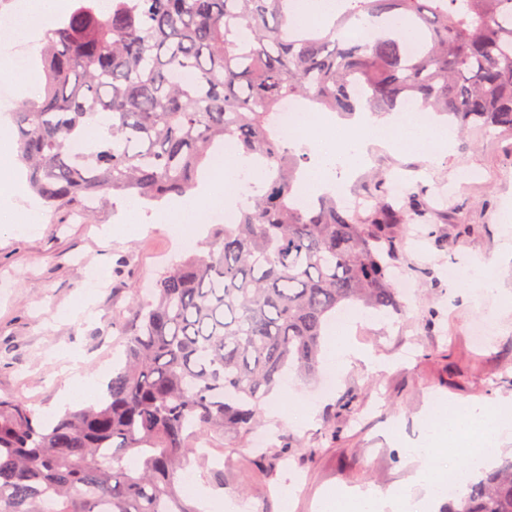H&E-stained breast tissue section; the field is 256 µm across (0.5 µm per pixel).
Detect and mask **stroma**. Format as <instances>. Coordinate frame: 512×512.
<instances>
[{
	"label": "stroma",
	"instance_id": "stroma-1",
	"mask_svg": "<svg viewBox=\"0 0 512 512\" xmlns=\"http://www.w3.org/2000/svg\"><path fill=\"white\" fill-rule=\"evenodd\" d=\"M400 161L429 201L442 192L448 200L439 207L443 223L403 239L394 261V272L414 284L405 309L355 323L353 341L387 370L357 360L341 375L324 362L314 378L289 374L269 397L281 411L261 412L267 447L250 436L225 437L223 451H210L207 461L223 469V487L196 466L185 475L201 512H228L230 501L247 512H318L325 490L404 487L408 452L422 443L435 408L452 400L498 416L512 400V258L501 251L512 245V225L500 219L512 207V137L467 131L450 148L427 157L411 149L402 160L375 147L352 177L355 189L372 190V174ZM35 202L28 191L0 185V396L46 418L57 411L70 354L82 357L80 376H111L123 350L113 309L184 251L167 230V204L143 205L146 229L129 236L120 231L126 199L104 197L88 217L75 204L48 208L30 224ZM472 254L484 258L492 288L449 282V268ZM481 319L494 324L484 346L474 336Z\"/></svg>",
	"mask_w": 512,
	"mask_h": 512
}]
</instances>
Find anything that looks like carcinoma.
<instances>
[{
  "label": "carcinoma",
  "instance_id": "cac0c4a2",
  "mask_svg": "<svg viewBox=\"0 0 512 512\" xmlns=\"http://www.w3.org/2000/svg\"><path fill=\"white\" fill-rule=\"evenodd\" d=\"M392 16L380 36L343 35ZM290 17L289 0H72L48 23L44 93L15 112L44 205L183 197L227 144L256 187L234 223L113 312L123 361L105 398L46 422L0 397V512H199L180 484L205 465L197 443L257 430L288 372H317L347 305L404 307L390 272L402 226L441 214L423 189L394 197L385 175L363 211L334 195L298 205L306 157L272 128L284 99L348 113L412 100L512 136V0H349L322 25ZM93 124L105 131L89 140ZM447 512H512V460Z\"/></svg>",
  "mask_w": 512,
  "mask_h": 512
}]
</instances>
